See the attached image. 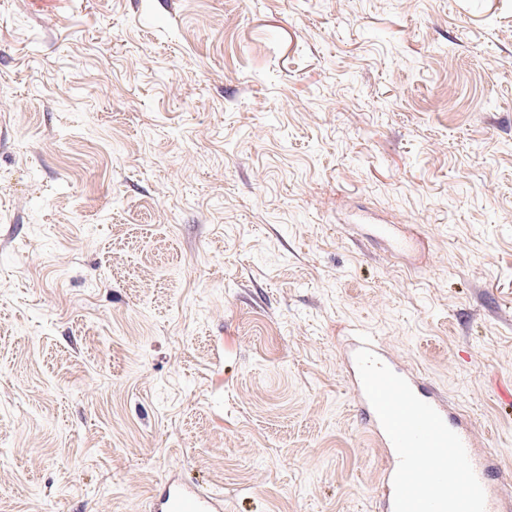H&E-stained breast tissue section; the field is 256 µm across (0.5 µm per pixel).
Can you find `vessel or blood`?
I'll list each match as a JSON object with an SVG mask.
<instances>
[{
	"label": "vessel or blood",
	"instance_id": "1",
	"mask_svg": "<svg viewBox=\"0 0 512 512\" xmlns=\"http://www.w3.org/2000/svg\"><path fill=\"white\" fill-rule=\"evenodd\" d=\"M364 347L370 348L383 364L403 377L413 392L430 404L440 414L445 424L460 437L473 470L484 489L485 512H512V493L506 492L501 482L505 464L497 453L482 450L475 425L470 417L449 404L447 398L433 389L414 367L404 364L380 337L360 334L349 338L343 349L342 362L346 382L354 402L367 425L372 440L382 449L386 460L377 494L379 512H393V477L399 459L365 394L357 370L355 356ZM150 512H224V497L203 489L199 484L190 483L179 476L172 475L152 494Z\"/></svg>",
	"mask_w": 512,
	"mask_h": 512
}]
</instances>
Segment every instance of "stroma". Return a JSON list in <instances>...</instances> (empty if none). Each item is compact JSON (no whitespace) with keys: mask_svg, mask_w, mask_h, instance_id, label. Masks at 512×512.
<instances>
[{"mask_svg":"<svg viewBox=\"0 0 512 512\" xmlns=\"http://www.w3.org/2000/svg\"><path fill=\"white\" fill-rule=\"evenodd\" d=\"M359 331L512 488V0H0V512H375ZM368 347L374 355L394 373L403 377L413 392L423 401L430 404L442 417L445 424L462 440L473 470L481 483L486 497L485 512H511L512 494L503 489L501 482L505 470L502 458L494 452L481 451L474 422L460 408L449 404L438 390L433 389L425 378L414 367L404 364L399 356L378 336L359 334L350 336L346 343L342 362L345 368V378L354 402L365 420L368 432L374 443L382 449L385 457V467L382 472L381 484L377 494V510L393 512V477L398 467L399 459L395 448L383 429L380 420L370 404L356 365V353L363 347ZM150 504L151 512H223L224 496L171 475L154 490Z\"/></svg>","mask_w":512,"mask_h":512,"instance_id":"1","label":"stroma"}]
</instances>
